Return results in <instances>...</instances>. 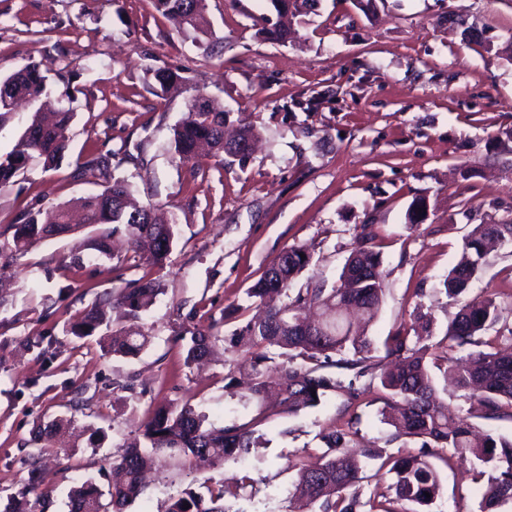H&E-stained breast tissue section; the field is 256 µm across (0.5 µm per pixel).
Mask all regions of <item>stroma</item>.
Returning <instances> with one entry per match:
<instances>
[{
	"label": "stroma",
	"mask_w": 512,
	"mask_h": 512,
	"mask_svg": "<svg viewBox=\"0 0 512 512\" xmlns=\"http://www.w3.org/2000/svg\"><path fill=\"white\" fill-rule=\"evenodd\" d=\"M463 12L482 31L468 40L449 19ZM270 0H206L207 34L183 32L155 0H0V76L36 63L52 107L72 109L69 148L59 167L31 161L0 190V231L27 213L97 192L76 175L78 157L105 158L133 199L177 218L163 268L148 265L122 235L112 258L74 268L88 231L52 238L0 265V504L19 496L35 430L65 419L59 452L40 462L41 512H68L76 481L94 479L110 503L122 436L158 404L190 403L217 424L236 421L238 400L224 390L244 362L216 345L207 361L185 363L177 332L215 327L229 335L248 320H225L270 261L292 245L312 261L297 287L337 284L360 228L382 253L386 295L368 327L374 345L430 314L441 340L458 310L442 282L465 236L478 224H512V0H315L290 16L288 42L265 40ZM186 67L180 93L161 94L156 69ZM204 93L232 125L259 133L245 157H173V129L186 103ZM428 201L422 224L406 222L415 198ZM152 277L163 292L142 318L110 312L113 329L151 338L139 356L104 352L96 338L69 334L73 317L130 283ZM469 296L500 305L496 332L512 328V247L491 252ZM42 337L41 348L27 341ZM133 390H125V383ZM378 390L357 409L364 446L417 453L420 439L398 437L382 421ZM267 444L249 465L192 472L169 459L152 470L126 512H165L170 497L249 475L256 492L230 512H288L296 479L287 458L322 453L320 434L347 415L340 397L297 416L269 408ZM442 493L433 512H478L483 478L470 456L437 462Z\"/></svg>",
	"instance_id": "obj_1"
}]
</instances>
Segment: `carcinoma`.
<instances>
[{
  "mask_svg": "<svg viewBox=\"0 0 512 512\" xmlns=\"http://www.w3.org/2000/svg\"><path fill=\"white\" fill-rule=\"evenodd\" d=\"M206 0H157L160 11L176 21L181 30L206 33ZM260 33L267 40L285 42L291 31L281 22L265 20ZM182 68L162 67L155 72L161 92L181 88ZM48 83L35 64H27L17 72L0 77V128L15 104L25 100L35 104L48 95ZM187 118L173 130L174 153L180 162L193 160L200 149L208 146L216 155L224 153V107L214 100L206 108L194 111L188 100ZM73 112L61 109L54 121L46 122L34 113L31 124L13 149L0 153V188L13 182L29 161L37 157L47 169L58 167L68 148V129ZM80 174H90L103 181V190L78 200L83 212L82 224L71 222V207H56L54 220L43 224L34 216L22 224H13L11 237L0 233V260H9L32 245L46 239L69 234L79 228L106 225L108 230L88 239V253L74 258L83 266L101 256L111 254L113 235L124 233L128 242L148 244V263L163 267L171 254L176 235V222L157 221L153 208L136 206L123 179L108 171L101 157L89 155L80 163ZM428 204L425 198L414 200L407 211V223H421ZM361 226L356 246L344 264L339 283L331 288L323 284L293 287L311 261L301 246L281 251L261 277L246 290L245 302L265 305L273 295L283 297L282 303L270 306L265 316L235 328L228 336L212 330L187 329L180 339L186 341V360L206 358L215 344L223 341L232 347L247 345L250 355L251 383L239 395L242 413L261 408L269 397H275L282 412L297 415L320 406L331 395L343 398L345 409L358 405L362 391L356 382L367 379V387H378L389 408L397 407L399 416L390 422L395 436L422 440L415 455L388 456L386 475L390 483L382 495L386 506L379 512H431L441 495L439 474L430 457L447 453H468L483 470L486 478L480 512H509L512 509V439L477 434L466 417L453 419L437 388L435 371L451 378L454 387L468 392L471 408L484 417L495 416L500 403L512 405V329L502 340L509 348L501 349L483 340V334L500 318L499 305L490 296L464 298L470 283L476 279L491 244L512 246V224H478L465 239L456 264L443 280L447 297L460 302L459 310L448 322L443 337L445 346L421 345L405 328L398 329L383 344V359L392 367L374 362L371 339L364 330L343 317L348 305H355L364 322H371L379 313L385 297L381 272V254L371 245L372 236ZM160 282L142 277L130 288L120 292L117 303L129 316L139 319L148 313L160 294ZM105 322L99 306L84 311L70 325V333L78 338L93 335ZM107 351L114 355L134 357L150 343L149 337L133 331L100 337ZM465 350L463 357L452 359L448 351ZM353 371L348 381L324 372L326 368ZM62 425L55 419L38 432L33 442L37 453L52 450L54 431ZM359 436L352 423L331 424L321 433L325 451L320 456L302 455L288 459V468L297 470L300 480L291 492L290 501H304L317 506L316 512H357L361 507L360 487L367 479L360 464L348 456ZM263 435L248 424L215 426L206 423V416L191 405L167 402L157 406L142 428L121 439L117 447L122 453L113 457V512L125 506L143 491L142 475L156 464L157 455L167 453L184 459L191 471L218 468L232 461L245 463L252 449L259 447ZM253 481L247 475L234 484L223 482L206 487L207 495L193 491L169 499L166 512H229L225 502L240 498ZM102 493L90 479L72 486L68 492L70 512H106ZM189 508H183L184 504Z\"/></svg>",
  "mask_w": 512,
  "mask_h": 512,
  "instance_id": "carcinoma-1",
  "label": "carcinoma"
}]
</instances>
